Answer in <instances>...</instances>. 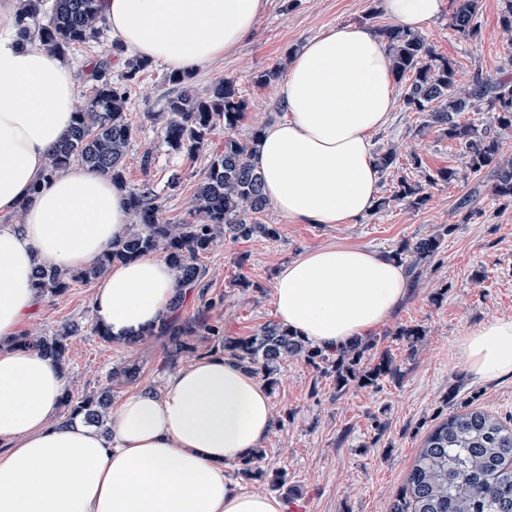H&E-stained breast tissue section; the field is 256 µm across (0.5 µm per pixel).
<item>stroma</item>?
<instances>
[{
  "label": "stroma",
  "instance_id": "1",
  "mask_svg": "<svg viewBox=\"0 0 512 512\" xmlns=\"http://www.w3.org/2000/svg\"><path fill=\"white\" fill-rule=\"evenodd\" d=\"M454 0H444L441 14L422 32L441 56L456 65L462 83L475 73L499 75L512 53L500 25V0H480L476 37L462 38L451 28ZM343 24H366L381 30L392 24L379 0H268L251 36L224 60L198 68L192 86L206 94L217 82L233 81L247 109L232 135L249 142L254 130L284 118L276 83H259V76L285 68L305 41ZM170 69L150 63L139 75L129 103L133 138L124 160L127 186L151 178L163 199L164 217L173 224L187 217L207 156L187 159L172 153L163 140L158 112L171 90ZM417 113L397 107L389 124L371 136L372 148L396 146L398 165L420 183L428 200L414 207L392 200L395 178L382 176L383 208L347 224H293L274 208L261 214L262 223L276 227V239L262 236L221 238L206 255V278L191 289L178 310L180 320L193 318L203 299L214 306L211 321L231 338L253 335L276 322L272 302L277 270L288 261L325 246L360 247L389 253L407 240L435 233L441 225L452 231L438 257L427 262L420 283L409 288L398 309L370 336L371 357L386 352L398 369L375 386L354 384L337 390L332 377L304 359L281 364L268 385L274 426L263 449L260 466L269 475L281 472L285 488L273 489L267 479L243 482L249 492L277 493L284 503L306 502V512H390V504L436 424L467 402H475L502 421L512 420V375L477 382L462 362L458 344L466 332L492 317H512V203L493 199L481 190L470 217L456 210V201L476 187L477 177L458 144L439 131L421 130ZM152 150L155 162L143 172L141 156ZM421 167H414V159ZM454 169L457 181L437 185L427 175ZM180 172L178 191L167 181ZM94 282H77L61 296H42L28 322L29 335L51 336L77 325L70 340L67 389L73 397L111 388V404L127 394L159 390L175 367L194 362L191 354L170 361L166 339L155 337L129 347L102 341L91 330ZM404 328L422 329L411 340ZM138 363L137 381L111 385L113 367Z\"/></svg>",
  "mask_w": 512,
  "mask_h": 512
}]
</instances>
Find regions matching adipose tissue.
Returning <instances> with one entry per match:
<instances>
[{"instance_id": "adipose-tissue-1", "label": "adipose tissue", "mask_w": 512, "mask_h": 512, "mask_svg": "<svg viewBox=\"0 0 512 512\" xmlns=\"http://www.w3.org/2000/svg\"><path fill=\"white\" fill-rule=\"evenodd\" d=\"M267 0H105L104 19L136 57L178 72L223 60L253 32ZM407 31L442 0H382ZM15 0L0 5V512H285L225 467L260 448L273 427L267 386L236 361L208 356L171 372L160 392L129 393L109 433L61 420L66 372L18 338L40 296L37 268L77 270L128 223L126 193L99 171L43 173L77 106L76 74L37 39L19 43ZM285 119L268 126L253 161L272 207L295 224H346L371 213L379 170L370 136L396 107L387 43L339 25L308 40L277 86ZM175 271L148 254L113 265L92 297L95 318L124 339L157 326ZM405 267L366 248L309 251L278 269L281 325L326 350L363 339L408 291ZM475 381L512 373V318L493 317L459 342Z\"/></svg>"}]
</instances>
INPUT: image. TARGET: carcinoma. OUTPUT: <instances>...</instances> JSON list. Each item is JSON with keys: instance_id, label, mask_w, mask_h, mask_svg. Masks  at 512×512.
<instances>
[{"instance_id": "obj_1", "label": "carcinoma", "mask_w": 512, "mask_h": 512, "mask_svg": "<svg viewBox=\"0 0 512 512\" xmlns=\"http://www.w3.org/2000/svg\"><path fill=\"white\" fill-rule=\"evenodd\" d=\"M104 0H20L23 25L19 38L39 37L50 51L64 53L76 45L98 42L104 28ZM479 0H456L451 27L464 37L479 33ZM392 59L394 75L403 85L404 107L424 118L422 128H436L459 144L469 168L490 173V192L512 200V157L503 151L501 132L512 130V78L508 74L491 77L476 73L471 83L458 87L453 62L439 55L416 32L390 26L382 30ZM147 62L128 58L121 78L112 79L110 62H97L90 73L91 87L85 105L76 112L73 126L61 140L44 171L50 179L77 162L100 171L120 187H125L124 158L131 144L133 126L127 118L132 88ZM191 75L172 72L168 83L176 86L166 99L163 125L165 143L176 154L193 159L209 155V165L199 182L189 211L190 219L170 224L163 219V201L150 180L126 191L129 215L135 228L112 241L95 262L76 271L39 268L35 272L38 293L62 295L74 282L94 279L114 264L150 253H160L173 268L178 288H192L206 273L201 258L211 253L224 231L236 238L261 234L277 237L271 224L257 216L268 201L262 191L261 176L252 160V143L263 130L257 129L252 142L242 143L232 135L246 104L237 95L233 82L217 83L207 96L190 87ZM482 110L495 114L494 127L478 128L459 120L465 112ZM224 123V150L210 151L211 137L218 122ZM380 172L395 167L392 148L374 153ZM393 198L421 206L428 196L407 177L397 179ZM451 228L416 241L403 243L393 256L405 264L412 283L423 274L422 267L441 252ZM204 304L195 318L177 323L168 318L154 329L128 338L141 343L165 336L174 346L170 360L182 352H195L191 338L218 342L225 356L250 372L270 378L281 361L301 357L309 364L334 374L336 388L343 390L358 381L372 385L379 378L394 375L397 369L388 354L377 363H365L370 342H356L326 354L289 329L269 323L251 336L226 338L221 327L210 321ZM78 328H62L51 338L26 336V345L63 363L69 340ZM108 391L75 399L65 393L63 407L69 415H81L89 424H101L108 408ZM264 450L256 449L238 461L237 475L246 480L260 478L258 463ZM391 512H512V426L509 427L480 406L457 411L437 424L426 436L404 485L393 501Z\"/></svg>"}]
</instances>
